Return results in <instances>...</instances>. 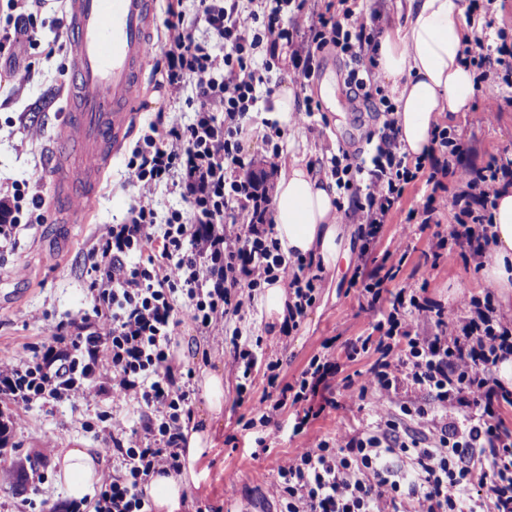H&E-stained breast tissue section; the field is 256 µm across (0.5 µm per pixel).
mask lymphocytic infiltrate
Returning a JSON list of instances; mask_svg holds the SVG:
<instances>
[{"label":"lymphocytic infiltrate","instance_id":"lymphocytic-infiltrate-1","mask_svg":"<svg viewBox=\"0 0 512 512\" xmlns=\"http://www.w3.org/2000/svg\"><path fill=\"white\" fill-rule=\"evenodd\" d=\"M307 2L197 0L206 25L198 39L179 0H169L155 66L170 96L191 89L193 117L157 118L134 146L127 169L141 195L125 222L107 227L88 255L91 311L62 324L51 343L23 344L0 362V397L18 408L103 396L138 406L133 427L109 414L102 442L112 471L93 501L69 503L67 512H151L144 485L154 475L179 472L183 423L195 398L191 372L170 352L183 304L199 333L223 348L239 401H251L253 380L264 373L268 390L251 401L248 427L274 432L286 408L296 412V450L280 460L270 485L279 512H512V428L503 418L512 390L495 375L512 357V318L500 313L492 294L461 298L453 310L414 283L399 288L378 318L375 305L393 273H359L352 284L372 330L347 343L345 357L368 358L367 368L339 376L328 340L284 385L281 363L267 356L263 336L239 326L264 284L287 285L291 331L322 288L321 265L281 253L273 188L244 145L248 114L274 73L309 77L315 51L330 46L345 56L350 84L383 117L368 134V157L340 147L327 159L338 209L357 225L362 254L390 223L406 186L421 178L429 192L408 221L425 228L454 207L453 222L433 232L428 248L434 258L461 255L481 269L495 200L512 187V158L472 163L444 120L434 127L431 152L409 160L400 148L396 105L376 72L379 25L358 0H326L320 11ZM41 3L8 0L0 60L38 48ZM288 10L296 17L291 25L284 21ZM486 38L485 31L474 34L475 49L465 54L476 83L494 79L512 88V46L489 49ZM163 183L175 186L188 208L161 220L152 190ZM32 188L25 179L0 193V239L11 240L22 223L43 222ZM365 400L375 416L370 428L308 434L326 408Z\"/></svg>","mask_w":512,"mask_h":512}]
</instances>
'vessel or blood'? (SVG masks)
I'll return each mask as SVG.
<instances>
[{
  "label": "vessel or blood",
  "instance_id": "1",
  "mask_svg": "<svg viewBox=\"0 0 512 512\" xmlns=\"http://www.w3.org/2000/svg\"><path fill=\"white\" fill-rule=\"evenodd\" d=\"M156 16L157 0H69L66 121L46 169L60 223H85V201L130 137L152 75Z\"/></svg>",
  "mask_w": 512,
  "mask_h": 512
}]
</instances>
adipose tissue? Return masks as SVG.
<instances>
[{
	"label": "adipose tissue",
	"mask_w": 512,
	"mask_h": 512,
	"mask_svg": "<svg viewBox=\"0 0 512 512\" xmlns=\"http://www.w3.org/2000/svg\"><path fill=\"white\" fill-rule=\"evenodd\" d=\"M404 22L385 27L376 51L377 71L394 97L403 152L418 157L433 145L432 131L443 113L469 110L474 74L462 59L472 28L462 0H406ZM333 180L294 162L277 180L272 203L274 236L290 258L310 256L330 268L347 259L350 248L344 219L336 207ZM491 259L483 278L503 303H512V188L502 191L489 228ZM203 399L184 425L186 447L180 474L158 475L144 491L155 512H187L196 470L215 446L216 426L224 419V368L203 367L198 379ZM103 461L87 448L67 449L57 460V480L65 496L80 500L102 477Z\"/></svg>",
	"instance_id": "1"
}]
</instances>
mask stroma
I'll return each instance as SVG.
<instances>
[{"mask_svg": "<svg viewBox=\"0 0 512 512\" xmlns=\"http://www.w3.org/2000/svg\"><path fill=\"white\" fill-rule=\"evenodd\" d=\"M66 11V0H45L37 17L38 49L24 57L31 74L26 83L16 77L0 76V183L40 174L36 186L42 198L50 196V180L44 175L49 146L62 121L67 90L64 72L68 53L61 30L55 22ZM318 66L309 80L284 75L295 86L297 97H312L318 110L311 125H290L285 130L287 147L280 158L270 159L262 140L248 139L246 149L258 167L281 168L293 161L316 163L328 148L347 144L363 146L368 133L378 127L375 112L355 98L348 85L350 66L331 51L318 53ZM505 87L483 83L469 111L454 114L451 126L470 150L473 163L482 165L491 158L512 154V107L494 113L488 120L478 114L488 103L506 95ZM191 90L172 98L149 86L143 96L142 112L133 136L155 121L158 115L190 121L193 112L187 104ZM129 150L115 158L106 172L96 196L88 201V220L64 230L63 239L49 237V223L30 224L14 242L0 245V358H8L20 345L50 342L58 326L68 317L90 311L93 301L88 291L92 275L86 257L97 239L112 224L122 223L128 208L140 195L139 186L127 174ZM427 189L423 181L407 186L397 214L384 226L372 247L370 267L380 266L385 250L402 243L404 261L386 287L397 291L404 285L426 281L428 298L454 309L464 296H481L488 288L482 275L462 259L432 261L428 258L430 231L404 229L406 213L421 208ZM361 249L359 237H352L350 259L324 272L325 282L316 303L308 309L298 330L288 338L274 332L265 311H258L257 326L267 343V352L280 359V382L293 381L317 354L324 341L334 340L336 357L344 373L365 370V361L348 362L345 345L368 335L370 320L360 311L355 288L350 285ZM132 415L133 405H113L111 399L75 400L38 405L29 410L14 409L0 402V422L9 432L0 444V512H46L48 506H63L64 491L56 479V454L82 443L83 447L102 446L105 411ZM248 405L237 402L236 381L224 379V423L219 427L216 446L205 462L199 486L193 493L195 512H226L231 502L246 503L250 512H276L278 505L270 495V484L278 460L291 453L296 442L291 437L294 415L285 411L280 429L272 435L270 456L251 455L260 429L248 430ZM54 449L40 470L41 484L21 480L18 465L33 459L35 450ZM237 475L235 483L224 481L225 472Z\"/></svg>", "mask_w": 512, "mask_h": 512, "instance_id": "stroma-1", "label": "stroma"}]
</instances>
